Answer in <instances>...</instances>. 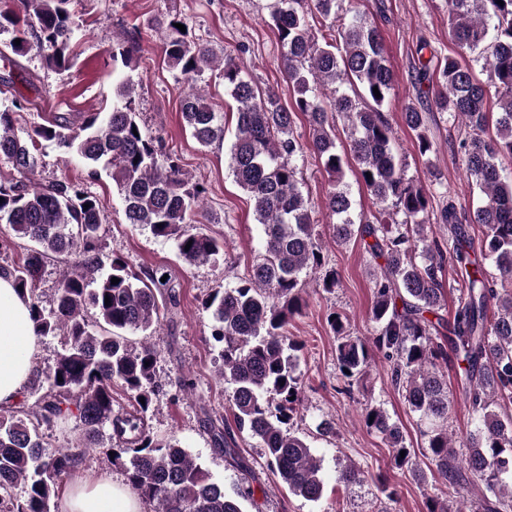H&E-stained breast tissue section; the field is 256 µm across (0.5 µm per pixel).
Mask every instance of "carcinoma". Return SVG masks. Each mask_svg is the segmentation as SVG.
<instances>
[{
  "label": "carcinoma",
  "mask_w": 512,
  "mask_h": 512,
  "mask_svg": "<svg viewBox=\"0 0 512 512\" xmlns=\"http://www.w3.org/2000/svg\"><path fill=\"white\" fill-rule=\"evenodd\" d=\"M71 2L11 0L1 6L0 32L10 31L20 40L18 45L9 42L12 55L35 49L47 67L67 70L79 30ZM338 2L313 0L305 9L304 0H278L270 15L293 87L292 111L279 103L275 92L260 93L238 64L189 42L185 33L169 26L167 64L187 78L203 65L220 67L219 78L237 103L228 165L252 202L265 236L263 261L207 303L215 318L211 336L223 345L222 376L232 386L229 407L237 429L262 443L270 470L288 489L309 501L320 500V460L291 430L303 395L289 354L297 345L287 341L286 328L307 306L305 276L314 274L316 285L328 292L336 288L338 278L336 271L324 270L315 234L319 220L307 207L300 171L292 164L293 156L302 152L293 129L300 114L310 129V147L331 177L325 209L333 238L342 244L358 232L371 239L370 253L384 259L374 283L372 340L345 334L339 316L329 319L340 336L336 359L341 376L349 382L360 380L372 352L380 353L410 409L431 422L430 457L448 487L466 489L477 481L483 487L482 512H512V486L502 478L512 474V413L490 409L496 396L512 401V294L503 295L497 288L498 280L512 279V181L502 180L497 164L498 156H512V0L501 5L497 0H448L449 33L458 44L483 55L487 79L479 80L469 64L450 56L434 91L435 108L453 114L473 131L459 141L458 152L483 193L481 205L467 217L451 198L435 213V223L451 238L446 251L424 233L430 220L427 190L405 177L393 152V128L383 106L393 90L394 74L378 26L360 14L346 24L337 23ZM112 65L129 73L116 84L112 111L103 119L92 113L75 128L59 117L21 129L15 118L20 101L0 104V158L19 175L7 184L0 182V223L33 243L23 263L0 272L29 297L37 334L61 332L66 343L54 364L36 368L27 384L39 395V411H0V512H50L59 480L77 469L80 458L62 451L45 455L43 435L74 409L84 447H90L107 425L125 437V452L131 454L126 481L140 499L156 504L157 512H242L241 500L253 496L250 488L227 494L211 482L196 457L150 436L144 427L142 413L156 390L158 351L152 344L131 347L127 335H154L161 310L178 305L176 294H168V303H159L158 294L167 283L150 269L132 271L116 254L110 270L102 272L104 229L97 199L74 183L42 187L33 180L39 143L53 142L90 164H102L118 188L127 223L145 225L154 237L174 241L184 262L203 264L224 256V242L189 230L205 190L189 183L172 158H160L159 145L139 128L132 48L113 50ZM345 84L347 92L341 90ZM492 93L499 106L496 136L485 139V102ZM181 115L200 145L223 141V116L204 96L186 95ZM336 115L347 122L349 152L366 188L376 203H391L403 215L401 223H386L381 209L355 227L344 182L345 159L336 146ZM402 121L414 133L421 154L434 150L424 110L408 105ZM470 224L485 229L478 245L469 234ZM61 256L72 257L73 265L63 272L47 309L35 296L34 285L44 264ZM447 261L460 279L457 305L445 316L442 277ZM489 261L494 274L486 268ZM114 277L119 283H111ZM446 317L453 325L452 349L464 363L462 395L476 422L475 431L460 443L461 452L448 437L451 400L435 367V361L445 357V348L433 331ZM114 384L133 401V411L122 418L112 416ZM363 418L393 449L396 466L411 461L399 427L380 407L365 406ZM214 440L238 469L248 471L232 448L231 427L214 429ZM20 484L25 497L19 503L13 491Z\"/></svg>",
  "instance_id": "carcinoma-1"
}]
</instances>
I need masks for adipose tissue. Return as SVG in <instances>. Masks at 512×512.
<instances>
[{
    "label": "adipose tissue",
    "mask_w": 512,
    "mask_h": 512,
    "mask_svg": "<svg viewBox=\"0 0 512 512\" xmlns=\"http://www.w3.org/2000/svg\"><path fill=\"white\" fill-rule=\"evenodd\" d=\"M39 340L30 300L10 276L0 275V408L14 406L35 371ZM60 512H141L138 497L109 477L75 478L59 503Z\"/></svg>",
    "instance_id": "ef3b65f1"
}]
</instances>
